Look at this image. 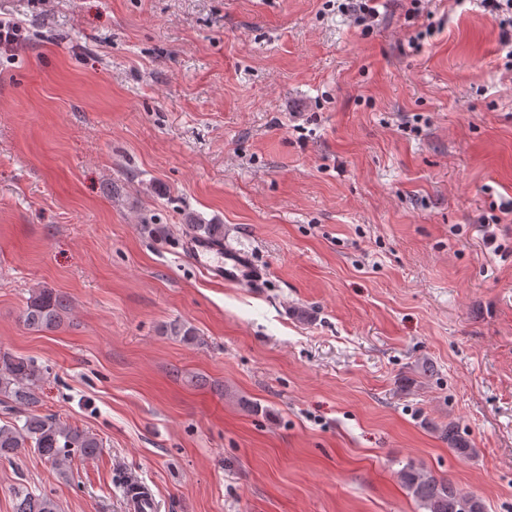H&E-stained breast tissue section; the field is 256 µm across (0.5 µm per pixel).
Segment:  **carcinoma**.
<instances>
[{"mask_svg": "<svg viewBox=\"0 0 512 512\" xmlns=\"http://www.w3.org/2000/svg\"><path fill=\"white\" fill-rule=\"evenodd\" d=\"M191 235H209L224 240V225L196 224L189 219L185 224ZM67 309L63 296L50 288L38 290L26 303L22 313L24 325L35 331L57 328ZM170 335L186 344L197 341L196 331L185 324L169 325ZM42 369L33 361L0 351V404L11 415L0 424V459H10L33 450L56 465H63L78 454L85 458L97 455L102 440L95 433L63 424L55 415L39 411V383ZM448 443L456 455L466 460L471 447L453 427L445 431ZM401 483L408 495L424 512H485L483 501L473 494H465L453 483L437 477L412 463L399 471ZM14 512H59L57 502L46 494H36L21 486L14 491Z\"/></svg>", "mask_w": 512, "mask_h": 512, "instance_id": "carcinoma-1", "label": "carcinoma"}]
</instances>
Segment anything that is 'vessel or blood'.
<instances>
[{"mask_svg":"<svg viewBox=\"0 0 512 512\" xmlns=\"http://www.w3.org/2000/svg\"><path fill=\"white\" fill-rule=\"evenodd\" d=\"M191 260L202 265L214 279L227 284L254 286L261 282L264 273L249 255L224 250L222 244L212 238L192 237L186 242ZM128 492L140 512H156L157 503L151 490L136 475L128 477Z\"/></svg>","mask_w":512,"mask_h":512,"instance_id":"obj_1","label":"vessel or blood"}]
</instances>
